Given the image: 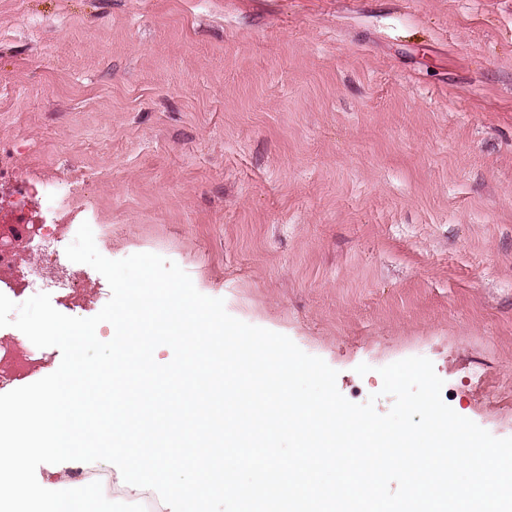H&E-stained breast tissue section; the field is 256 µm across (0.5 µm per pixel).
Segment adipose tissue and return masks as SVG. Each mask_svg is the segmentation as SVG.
Instances as JSON below:
<instances>
[{
    "label": "adipose tissue",
    "instance_id": "1",
    "mask_svg": "<svg viewBox=\"0 0 512 512\" xmlns=\"http://www.w3.org/2000/svg\"><path fill=\"white\" fill-rule=\"evenodd\" d=\"M179 466V460L171 457L145 455L113 461L112 472L119 486L135 494H149L163 512H203V500L215 489L204 480L187 484L168 480V472Z\"/></svg>",
    "mask_w": 512,
    "mask_h": 512
}]
</instances>
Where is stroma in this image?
<instances>
[{
    "label": "stroma",
    "instance_id": "1",
    "mask_svg": "<svg viewBox=\"0 0 512 512\" xmlns=\"http://www.w3.org/2000/svg\"><path fill=\"white\" fill-rule=\"evenodd\" d=\"M0 211L67 180L338 372L432 361L512 437V0H0ZM367 374H357L360 364Z\"/></svg>",
    "mask_w": 512,
    "mask_h": 512
}]
</instances>
